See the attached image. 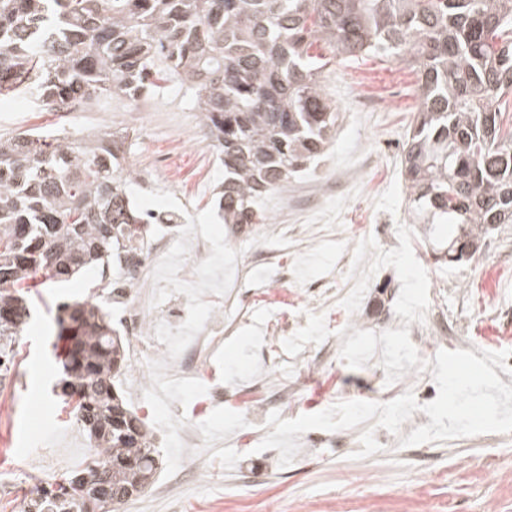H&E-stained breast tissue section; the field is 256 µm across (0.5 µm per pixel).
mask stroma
Here are the masks:
<instances>
[{
  "mask_svg": "<svg viewBox=\"0 0 512 512\" xmlns=\"http://www.w3.org/2000/svg\"><path fill=\"white\" fill-rule=\"evenodd\" d=\"M416 82L413 69L397 58L372 54L334 57L325 71L326 92L339 119L318 168L340 180L342 191L325 196L313 217L321 242L304 283L332 289L337 303L353 305L372 323L393 311L436 315L451 323L467 317L491 328L498 324L499 308H512V259L502 254L503 249L512 248V224L490 231L486 245L471 259L452 263L446 255L447 230L427 235L412 223L401 176V151L416 110ZM132 110L130 101L114 94L63 118L19 93L0 99V136L30 129L64 131L74 138L99 128L118 132L126 128ZM142 110L148 132L143 137L130 136L126 160L146 167L164 161L157 199L173 204L189 201L191 222L201 225L212 239L216 257L225 258V231L214 223L212 213L213 191L224 181V167L215 149L192 139L198 117L195 90L172 78L148 92ZM342 224L384 227L404 238L406 247L390 253L383 241L371 238L367 250L374 253L372 266L369 272H361L360 265L367 260L365 250L346 252L338 233ZM485 266L503 270L493 296L471 299L449 291L451 278L478 277ZM96 281L95 272L89 271L61 288L49 286L41 273L28 282L35 312L13 346L19 374L13 380L9 408L0 414V479L7 482L0 487V512H22L23 503L37 489L54 487L67 469L78 467L91 454L87 448L56 445L60 434L81 431L82 426L63 411L53 392L57 379L53 346L57 302L87 299ZM266 318L264 308H255L225 335L224 352L212 365L225 384L244 381L256 371ZM370 342V337L360 335L348 345H337L333 333L311 316L302 335L274 344V351L283 355L303 345L314 356L338 357L330 381L317 374L303 379L292 370L283 372L282 381L299 386L300 393L295 404L282 410V418L308 413L306 400L316 393L334 403L387 402L402 395L401 382L379 387L376 373L356 364V355ZM380 342L384 364L394 370L411 367L421 380L436 366L435 360L418 355L413 345H398L387 335ZM176 392L173 404L156 407L144 402L139 417L157 432L177 419L205 433L218 430L224 434V445L196 449L202 465L194 480L180 489L176 502L165 498L155 502L143 495L149 512H202L208 502L217 504V512H478L487 501L492 502L493 512H512V477L495 485L489 481L491 473L512 461V441L438 440L419 456L388 442L382 451L359 460L328 448H310L283 468L278 459L240 446L237 434L246 425L244 415L221 409L195 415L198 386L184 382ZM366 470L378 479L362 490L358 478Z\"/></svg>",
  "mask_w": 512,
  "mask_h": 512,
  "instance_id": "obj_1",
  "label": "stroma"
}]
</instances>
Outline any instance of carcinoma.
<instances>
[{
  "instance_id": "1",
  "label": "carcinoma",
  "mask_w": 512,
  "mask_h": 512,
  "mask_svg": "<svg viewBox=\"0 0 512 512\" xmlns=\"http://www.w3.org/2000/svg\"><path fill=\"white\" fill-rule=\"evenodd\" d=\"M323 43L347 56H395L416 69L403 146L415 224H448V257H472L488 229L512 224V0H0V96L24 91L55 112L114 92L134 101L170 72L198 91L202 125L224 164L226 224H262L260 202L320 154L337 114L322 84ZM128 135L0 137V355L30 317L36 273L62 283L112 261L140 231L124 172ZM65 342L55 387L93 449L35 512H83L68 487L91 465L112 492L142 495L157 448L116 378L124 345L99 303L56 305Z\"/></svg>"
}]
</instances>
